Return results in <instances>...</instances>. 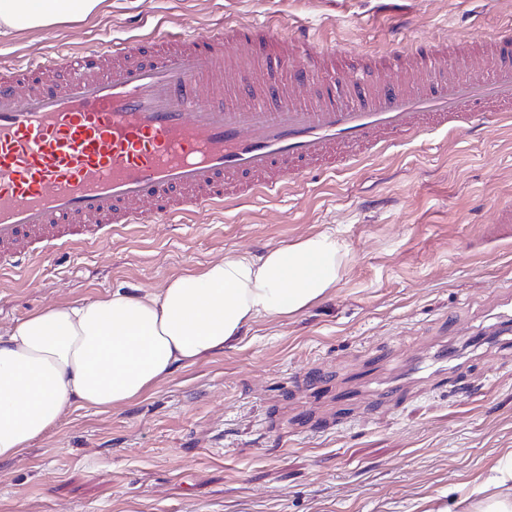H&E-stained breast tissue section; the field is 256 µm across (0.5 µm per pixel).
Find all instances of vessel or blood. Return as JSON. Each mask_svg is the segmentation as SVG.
Masks as SVG:
<instances>
[{
  "label": "vessel or blood",
  "instance_id": "vessel-or-blood-1",
  "mask_svg": "<svg viewBox=\"0 0 512 512\" xmlns=\"http://www.w3.org/2000/svg\"><path fill=\"white\" fill-rule=\"evenodd\" d=\"M169 54L144 59L138 38L110 41L114 67L58 53L0 75V270L44 252L94 245L128 224H159L238 206L438 131L468 130L486 113L512 120V40L417 41L382 58H415L417 79L372 83L339 72L301 29L281 48L270 23L199 34L154 30ZM264 41L273 60L227 75V55ZM487 61L490 77L453 66Z\"/></svg>",
  "mask_w": 512,
  "mask_h": 512
}]
</instances>
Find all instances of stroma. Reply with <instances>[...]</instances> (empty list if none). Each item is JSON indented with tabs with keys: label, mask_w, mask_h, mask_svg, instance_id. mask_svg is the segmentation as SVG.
I'll list each match as a JSON object with an SVG mask.
<instances>
[{
	"label": "stroma",
	"mask_w": 512,
	"mask_h": 512,
	"mask_svg": "<svg viewBox=\"0 0 512 512\" xmlns=\"http://www.w3.org/2000/svg\"><path fill=\"white\" fill-rule=\"evenodd\" d=\"M155 27L308 26L347 57L406 39L512 34V0H103L79 23L0 35V70ZM512 124L436 133L313 175L279 196L132 226L0 271V328L321 231L344 243L336 287L260 321L135 402L70 408L0 460V512H422L512 460ZM449 351L445 376L419 371ZM319 384L305 385L309 376Z\"/></svg>",
	"instance_id": "35a3bbf8"
}]
</instances>
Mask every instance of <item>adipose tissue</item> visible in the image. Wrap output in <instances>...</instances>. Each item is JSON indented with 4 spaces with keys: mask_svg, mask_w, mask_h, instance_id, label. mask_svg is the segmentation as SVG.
Instances as JSON below:
<instances>
[{
    "mask_svg": "<svg viewBox=\"0 0 512 512\" xmlns=\"http://www.w3.org/2000/svg\"><path fill=\"white\" fill-rule=\"evenodd\" d=\"M101 2L0 0V34L79 21ZM343 250L318 233L175 275L157 293L119 288L0 329V460L22 455L71 406L129 404L177 367L234 346L246 326L303 311L335 287Z\"/></svg>",
    "mask_w": 512,
    "mask_h": 512,
    "instance_id": "adipose-tissue-1",
    "label": "adipose tissue"
}]
</instances>
